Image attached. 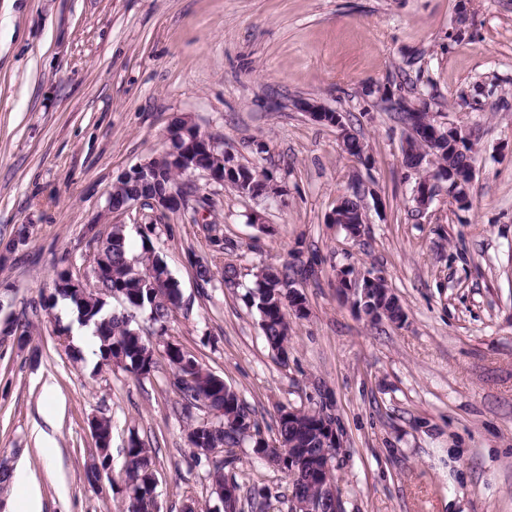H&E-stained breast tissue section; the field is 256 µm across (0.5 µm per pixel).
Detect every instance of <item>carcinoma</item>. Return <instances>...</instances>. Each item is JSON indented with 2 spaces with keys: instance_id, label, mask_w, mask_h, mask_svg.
<instances>
[{
  "instance_id": "carcinoma-1",
  "label": "carcinoma",
  "mask_w": 512,
  "mask_h": 512,
  "mask_svg": "<svg viewBox=\"0 0 512 512\" xmlns=\"http://www.w3.org/2000/svg\"><path fill=\"white\" fill-rule=\"evenodd\" d=\"M436 164L448 168L465 170L467 157L448 145V138L434 144ZM264 185L266 195L279 192L270 175L263 170L239 166L237 177L227 180V185L240 193ZM175 185L174 178L167 173L154 183H125L123 191L116 192V202L121 197L139 195L149 199ZM107 264L104 279L112 285V299L119 308L107 309L108 303L85 297L71 288H56L54 293L40 301L44 310L54 309L58 300L69 301L78 313L79 320L94 326L99 341L100 365H117L137 377H146L156 367V347L146 342L139 328L135 327V314L147 311L149 320L167 334V324L172 313L181 307L182 298L177 281L172 277L166 262L155 250L151 238L141 235V250L132 252L121 224L112 227V238L105 246ZM299 250L292 260L279 266H261L253 273L254 286L247 300L260 315V326L269 347L277 356L288 355L291 313L288 309V287L298 282L317 280L321 261L311 256L301 259ZM166 360L177 377V387L185 406L196 405L199 398H211L224 405L223 419L207 427L190 424L187 442L191 453L206 448H232L245 441L256 444L261 435L259 424L252 411L244 404L238 393L224 379L210 370L183 348L171 344L163 345ZM336 421L332 407L321 414L314 410H299L293 420L278 419L280 445L270 447L273 453L294 455V450L303 448L312 457L322 453V428ZM126 454L124 482L128 488L127 512H153L155 507L154 472L152 449L136 438L130 439ZM228 460L224 459L209 471L211 494L219 495L224 483L230 481L224 473ZM293 496L303 502L320 494L316 483H292Z\"/></svg>"
}]
</instances>
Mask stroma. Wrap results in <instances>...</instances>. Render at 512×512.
Here are the masks:
<instances>
[{
  "label": "stroma",
  "instance_id": "stroma-1",
  "mask_svg": "<svg viewBox=\"0 0 512 512\" xmlns=\"http://www.w3.org/2000/svg\"><path fill=\"white\" fill-rule=\"evenodd\" d=\"M303 98L341 112L367 162L299 111ZM397 99L471 133L468 206L443 190L417 209ZM182 118L273 174L284 195L244 197L198 176L203 208L108 212L112 182L160 154ZM356 180L368 224L354 239L327 218ZM24 224L25 246L0 256V321L28 317L38 353L0 340V460L34 477L42 512H126L133 436L153 451L161 512L215 503L185 433L210 415L184 409L165 357L145 378L99 367L38 308L56 270L91 280V236L115 224L135 248L137 225H154L182 293L166 337L142 315L143 337L221 376L266 438L280 407L332 400L345 512H512V0H0V241ZM210 224L228 249L210 243ZM298 248L321 258V273L283 362L243 288ZM198 260L236 267L240 287L200 292ZM340 266L379 271L406 325H372L342 305ZM96 417L112 423V474L93 487ZM228 454L242 493L264 490L270 512H290L283 472L245 443Z\"/></svg>",
  "mask_w": 512,
  "mask_h": 512
}]
</instances>
